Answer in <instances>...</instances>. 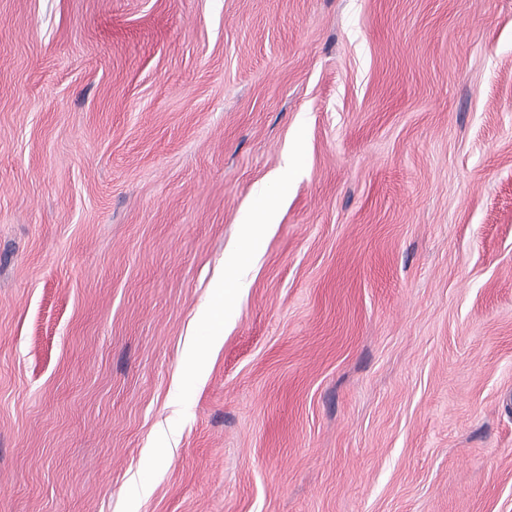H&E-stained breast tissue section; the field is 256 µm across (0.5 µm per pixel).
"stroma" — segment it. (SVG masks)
<instances>
[{"label": "stroma", "instance_id": "1", "mask_svg": "<svg viewBox=\"0 0 512 512\" xmlns=\"http://www.w3.org/2000/svg\"><path fill=\"white\" fill-rule=\"evenodd\" d=\"M0 512H512V0H0ZM294 157L286 154L284 164L279 170L270 174L266 184L258 190L260 199L266 200L267 204L258 210V212L244 222V236L242 248L231 258V266L234 270V276L231 280H224V277L215 281L213 285L214 305L199 312V317L204 324L221 328L222 332L217 330L212 336L211 344L219 343L223 336L224 322L230 317L234 308L235 301L240 294L248 287V277L251 271L250 259L254 247L257 245L261 229L267 224L270 209L268 199L272 191L283 189L288 178V167L293 163Z\"/></svg>", "mask_w": 512, "mask_h": 512}]
</instances>
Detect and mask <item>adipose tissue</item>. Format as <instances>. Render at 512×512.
Here are the masks:
<instances>
[{"label":"adipose tissue","instance_id":"adipose-tissue-1","mask_svg":"<svg viewBox=\"0 0 512 512\" xmlns=\"http://www.w3.org/2000/svg\"><path fill=\"white\" fill-rule=\"evenodd\" d=\"M269 213V208L264 207L247 220L244 227L242 248L231 259V266L234 270L233 278L215 281L213 285L214 304L199 313L200 319L205 324L220 329L230 318L236 300L248 286L251 255L258 243L260 232L267 222Z\"/></svg>","mask_w":512,"mask_h":512}]
</instances>
